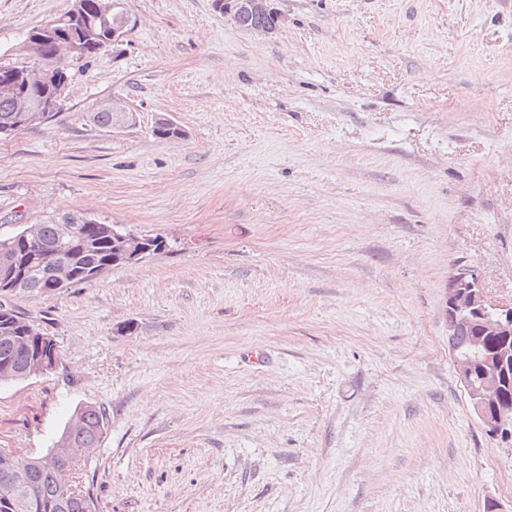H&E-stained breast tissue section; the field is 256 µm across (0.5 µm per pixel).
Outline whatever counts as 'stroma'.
<instances>
[{"mask_svg": "<svg viewBox=\"0 0 512 512\" xmlns=\"http://www.w3.org/2000/svg\"><path fill=\"white\" fill-rule=\"evenodd\" d=\"M71 0H0V59ZM127 0L122 54L0 138V235L81 212L168 250L13 305L59 352L0 384V448L106 415L75 471L99 512H512L448 352L478 269L512 304V0ZM115 101L134 124L91 115ZM183 138L153 135L158 115ZM273 1L274 0H217L215 7L219 11H224L225 14L246 13L233 17V21L238 27L245 29L249 26L258 25L251 27L249 30L269 35L276 33L287 22V17L273 6ZM273 15L276 16V23Z\"/></svg>", "mask_w": 512, "mask_h": 512, "instance_id": "1", "label": "stroma"}]
</instances>
